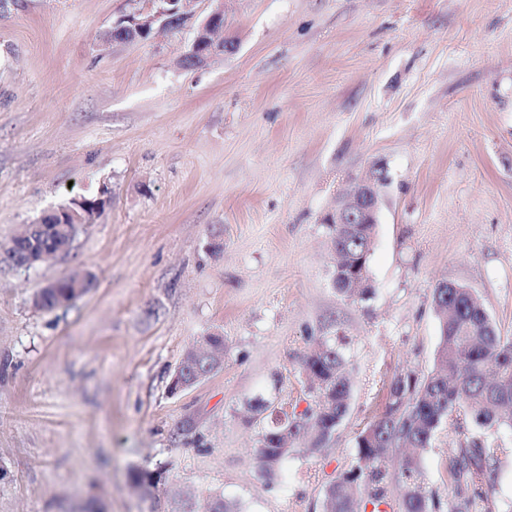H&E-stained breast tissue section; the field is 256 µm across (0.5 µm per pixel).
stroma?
Returning <instances> with one entry per match:
<instances>
[{"label":"stroma","mask_w":512,"mask_h":512,"mask_svg":"<svg viewBox=\"0 0 512 512\" xmlns=\"http://www.w3.org/2000/svg\"><path fill=\"white\" fill-rule=\"evenodd\" d=\"M145 0L0 12V244L82 199L68 252L0 266V512H169L175 488L244 512H321L384 384L431 369L433 292L471 289L512 336V0H230L233 54L186 69L194 28L102 47ZM388 184L374 292L331 285L322 218ZM87 293L51 311L47 284ZM224 363L171 392L185 353ZM344 337L352 398L326 446L262 476V396L302 412L300 355ZM459 438L423 454L448 512Z\"/></svg>","instance_id":"stroma-1"}]
</instances>
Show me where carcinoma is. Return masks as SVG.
<instances>
[{
	"mask_svg": "<svg viewBox=\"0 0 512 512\" xmlns=\"http://www.w3.org/2000/svg\"><path fill=\"white\" fill-rule=\"evenodd\" d=\"M374 224L328 225L341 268L334 269L333 287L344 297L354 289L348 269L368 266L374 244ZM48 307L73 303L74 289H45ZM434 305L439 343L433 368L421 375L406 372L386 387L382 412L358 434L357 454L350 468L324 490L322 512H387L399 502L400 512H436L427 489L422 453L432 447L443 427L461 436L449 471L457 486L479 495L503 455L512 453L502 432L512 431V336L495 328L480 298L468 288L437 286ZM301 373L314 404L299 414L271 418L257 448L258 464L266 475L276 473L305 438L321 448L346 418L351 382L343 337L323 336L301 356ZM401 448L405 456L392 473L387 461ZM205 512H242L241 505L221 494L209 496Z\"/></svg>",
	"mask_w": 512,
	"mask_h": 512,
	"instance_id": "cac0c4a2",
	"label": "carcinoma"
}]
</instances>
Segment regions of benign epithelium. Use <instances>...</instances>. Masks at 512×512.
<instances>
[{"label":"benign epithelium","mask_w":512,"mask_h":512,"mask_svg":"<svg viewBox=\"0 0 512 512\" xmlns=\"http://www.w3.org/2000/svg\"><path fill=\"white\" fill-rule=\"evenodd\" d=\"M152 8L138 11L127 17V23H115L103 31L100 42L109 46L115 42H129L138 36L150 33L154 36L170 32L183 26L194 16L197 0H150ZM226 9L223 2L206 16L197 26L196 38L190 50L184 55L182 65L192 68L206 63L213 57L230 54L234 43L229 39L217 37L224 31ZM385 174L381 167H373L368 174L357 180L354 186L336 203L333 210L325 215V224H377L383 201L382 185ZM45 219L28 224L25 230L15 235L8 244L0 247V263L15 268L29 267L54 258L70 245L69 225L60 223L55 226V243L51 246L39 242L44 229ZM218 363L211 360L200 362L192 352L184 354L173 377L171 389L178 392L193 386L216 369Z\"/></svg>","instance_id":"benign-epithelium-1"}]
</instances>
